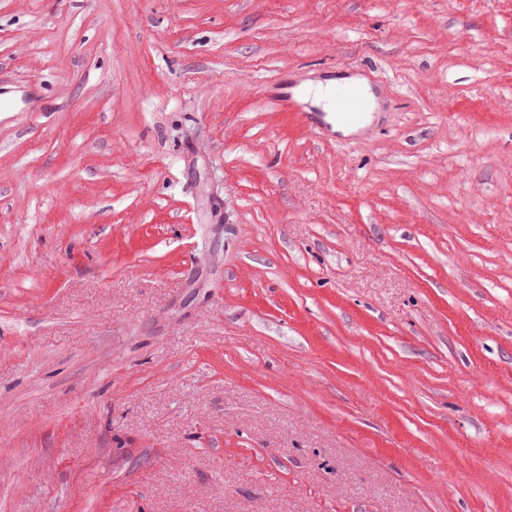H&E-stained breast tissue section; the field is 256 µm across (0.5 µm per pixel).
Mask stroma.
Segmentation results:
<instances>
[{"label": "stroma", "mask_w": 512, "mask_h": 512, "mask_svg": "<svg viewBox=\"0 0 512 512\" xmlns=\"http://www.w3.org/2000/svg\"><path fill=\"white\" fill-rule=\"evenodd\" d=\"M0 99V512H512V0H0ZM291 86L275 87V97L291 110L300 112L304 123L319 136L328 133L334 126L362 130L372 124L367 97L362 90L352 85H339L327 92L325 105L329 112H307L291 91Z\"/></svg>", "instance_id": "obj_1"}]
</instances>
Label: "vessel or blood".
Returning a JSON list of instances; mask_svg holds the SVG:
<instances>
[{
	"instance_id": "b4317fda",
	"label": "vessel or blood",
	"mask_w": 512,
	"mask_h": 512,
	"mask_svg": "<svg viewBox=\"0 0 512 512\" xmlns=\"http://www.w3.org/2000/svg\"><path fill=\"white\" fill-rule=\"evenodd\" d=\"M275 96L289 109L301 112L304 123L319 135L336 126L362 130L371 124L367 97L352 85L342 84L328 91L325 97L327 109L323 112L304 111L290 87L278 86Z\"/></svg>"
}]
</instances>
